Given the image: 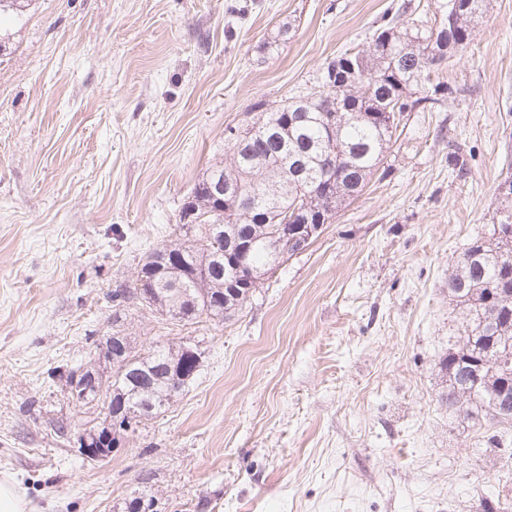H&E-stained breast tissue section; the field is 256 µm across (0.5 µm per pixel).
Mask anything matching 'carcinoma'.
Returning <instances> with one entry per match:
<instances>
[{
  "mask_svg": "<svg viewBox=\"0 0 512 512\" xmlns=\"http://www.w3.org/2000/svg\"><path fill=\"white\" fill-rule=\"evenodd\" d=\"M434 9L400 21L384 18L366 49H347L325 63L320 90L291 96L273 110L258 100L251 111L257 120L231 127L225 141L235 159L209 166L181 208L175 238L165 247L180 261L172 271L154 269L150 253L138 273L134 291L147 306L161 312L179 306L178 321L201 317L222 320L242 309L256 287L274 271L277 258L266 250L269 235L290 224H329L336 211L359 196L384 154L397 141L400 118L406 112H433L442 105L448 87L436 71L448 64L442 52L449 41L463 50L491 0H432ZM233 195L220 201L210 187L217 183ZM498 193L492 238L477 239L448 275V295L466 310L459 344L448 349L442 369L451 373L442 402L466 418L487 419L512 426V412L498 404L505 382L500 353L512 349V320L500 319L504 298L493 292L505 267H512V180ZM221 225L233 238L248 230L255 246L247 266L237 267L224 256V239L213 234ZM188 343L152 345L144 355H127L124 367L111 370L105 399L125 402L136 423L158 414L197 372ZM185 361L188 378L171 384L169 367ZM479 366L488 377L484 386L461 400L468 368ZM80 369L65 380L68 400L84 404Z\"/></svg>",
  "mask_w": 512,
  "mask_h": 512,
  "instance_id": "cac0c4a2",
  "label": "carcinoma"
}]
</instances>
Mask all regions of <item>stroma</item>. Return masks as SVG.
Returning <instances> with one entry per match:
<instances>
[{
  "instance_id": "1",
  "label": "stroma",
  "mask_w": 512,
  "mask_h": 512,
  "mask_svg": "<svg viewBox=\"0 0 512 512\" xmlns=\"http://www.w3.org/2000/svg\"><path fill=\"white\" fill-rule=\"evenodd\" d=\"M427 0H32L0 18V477L29 512H484L512 504L500 429L449 410L465 311L448 275L512 176V0H492L355 200L224 321L119 298L166 244L228 128L313 86ZM294 28L278 52L257 45ZM195 344L184 391L103 461L62 392L101 337ZM67 436H58L57 424ZM149 482H142L143 474Z\"/></svg>"
}]
</instances>
